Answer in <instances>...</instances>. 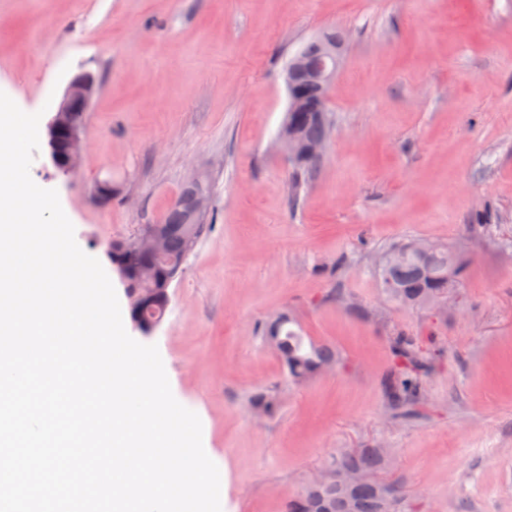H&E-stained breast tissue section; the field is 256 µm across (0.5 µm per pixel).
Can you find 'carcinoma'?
Listing matches in <instances>:
<instances>
[{
	"instance_id": "obj_1",
	"label": "carcinoma",
	"mask_w": 512,
	"mask_h": 512,
	"mask_svg": "<svg viewBox=\"0 0 512 512\" xmlns=\"http://www.w3.org/2000/svg\"><path fill=\"white\" fill-rule=\"evenodd\" d=\"M325 39L343 43L339 33L323 31L303 42L299 53L311 60L318 58ZM283 123L295 125L303 143L324 141L331 132L317 112H287ZM322 163L323 156L306 154L291 164L288 203H296ZM211 217L210 207L199 214L194 221L196 234L187 239L179 231V227L186 223L185 209L179 201H174L161 219L170 232L166 235L165 256L158 263L159 269L184 265L198 239L208 229ZM134 242L133 237L114 239L108 244L106 254L126 297L136 293L147 298L148 307L140 312V317L152 327L162 323L171 303V294L164 275H158L155 280L141 276L142 268L153 263V258L134 246ZM413 243L414 240L408 239L387 247L380 256V268L372 270V274L387 301L400 307L428 311L431 297L452 286L461 288L465 263L461 254L447 245L437 243L421 253L411 249ZM262 340L280 358L288 380L297 384L340 364L333 347L305 336L286 311L266 322ZM441 356L440 349L420 342L415 336L399 333L393 338V361L384 385L394 407L415 406L424 399L426 380ZM277 406V397L269 390H262L252 398V407L259 414H271ZM386 456L384 448L342 452L307 484L298 497L288 501L287 512H409L402 488L395 482L375 477L387 462Z\"/></svg>"
}]
</instances>
